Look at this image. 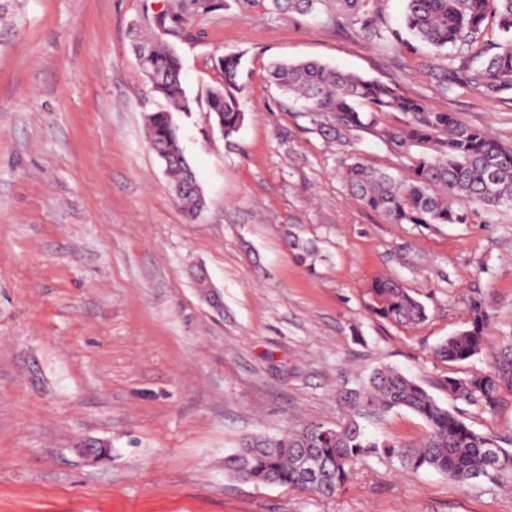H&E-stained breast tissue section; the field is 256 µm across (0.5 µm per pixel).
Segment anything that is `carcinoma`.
I'll list each match as a JSON object with an SVG mask.
<instances>
[{"instance_id": "obj_1", "label": "carcinoma", "mask_w": 512, "mask_h": 512, "mask_svg": "<svg viewBox=\"0 0 512 512\" xmlns=\"http://www.w3.org/2000/svg\"><path fill=\"white\" fill-rule=\"evenodd\" d=\"M276 11L312 14L322 0H268ZM405 26L411 35L442 52L445 63L432 72L441 97L477 92L494 98L512 92V0H405ZM368 0H336V10L359 26L361 34L394 49L386 25L369 16ZM209 8L206 0H173L163 12L146 16L151 53L134 46L139 69L150 90L169 108L149 112L146 127L152 149L163 160L171 189L185 214L193 218L206 204L192 188V167L177 133L174 113H190L198 100L187 95L181 61L170 38L186 30L194 10ZM241 56L221 55L216 68L221 81L206 92L209 118L224 126V139L238 133L244 119V87L239 83ZM276 86L302 102L310 116L326 117L325 137L345 145L367 133L408 160L409 176L398 179L386 170L355 161L344 172L349 191L390 224H467L481 213L512 208V131L492 136L483 127L455 113L406 96L396 87L324 64L283 62L269 71ZM401 114L399 125L386 117ZM288 248L301 262L315 263L317 248L289 235ZM368 313L397 324L426 318L425 306L399 281L379 278L368 290ZM489 314L473 301L468 327L434 349L442 361L470 362L490 341ZM448 395L484 412L494 413L502 393L512 392V347L485 371L450 376L442 382ZM338 400L346 409L336 425L311 421L279 436L254 435L224 460L233 477L254 483L279 484L330 498L355 474L369 456L395 453L387 440L372 438L366 424L389 413L408 409L426 423L421 441L398 453L413 470L432 469L465 485L485 481L495 486L512 483V448L473 430L456 412L441 406L414 378L391 368L373 372L354 389H341Z\"/></svg>"}]
</instances>
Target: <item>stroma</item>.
<instances>
[{"mask_svg": "<svg viewBox=\"0 0 512 512\" xmlns=\"http://www.w3.org/2000/svg\"><path fill=\"white\" fill-rule=\"evenodd\" d=\"M166 0H0V512H512V490L460 485L373 456L330 498L244 482L224 459L251 435L308 420L340 423L341 388L388 365L475 431L512 448V394L497 412L453 400L433 350L490 310L489 347L512 344V210L469 224H391L341 177L352 161L403 178L371 135L339 147L269 76L279 60L318 61L491 131L512 128V95L439 98L443 59L411 38L405 0H377L393 50L324 0L314 15L259 0H212L175 38L181 80L204 98L217 56H242L245 120L231 140L204 105L176 114L207 206L188 219L151 148L144 116L162 101L136 60L131 27ZM321 254L298 262L288 234ZM223 296L216 315L194 273ZM381 277L400 281L425 320L369 315ZM416 443L399 409L367 426ZM106 442L90 463L80 439Z\"/></svg>", "mask_w": 512, "mask_h": 512, "instance_id": "35a3bbf8", "label": "stroma"}]
</instances>
